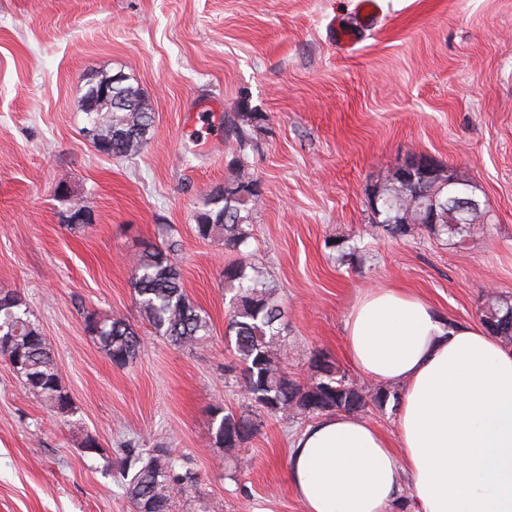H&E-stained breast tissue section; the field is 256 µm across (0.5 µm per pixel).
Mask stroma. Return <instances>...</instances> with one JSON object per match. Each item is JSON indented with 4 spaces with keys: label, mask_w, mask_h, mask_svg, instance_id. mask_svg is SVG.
Returning a JSON list of instances; mask_svg holds the SVG:
<instances>
[{
    "label": "stroma",
    "mask_w": 512,
    "mask_h": 512,
    "mask_svg": "<svg viewBox=\"0 0 512 512\" xmlns=\"http://www.w3.org/2000/svg\"><path fill=\"white\" fill-rule=\"evenodd\" d=\"M357 3L0 0V289L25 297L72 402L46 406L0 359V512H133L107 466L128 445L171 449L196 474L174 512H306L288 455L308 419L267 417L240 448L214 443L215 407L253 404L224 338L236 255L194 224L238 166L259 189L250 262L287 309L280 361L293 376L309 375L313 351L357 376L344 326L368 289L416 294L454 325L479 322L489 297L512 299V0H376L368 24ZM118 72L155 114L130 161L83 133L89 81ZM244 112L259 118L229 131L225 116ZM420 155L473 182L483 232L374 229L370 189ZM75 202L95 221L73 231ZM169 224L186 292L212 324L191 349L154 335L131 287L133 255ZM90 312L135 325L133 364L100 350Z\"/></svg>",
    "instance_id": "1"
}]
</instances>
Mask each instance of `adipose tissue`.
I'll return each instance as SVG.
<instances>
[{
  "label": "adipose tissue",
  "instance_id": "adipose-tissue-1",
  "mask_svg": "<svg viewBox=\"0 0 512 512\" xmlns=\"http://www.w3.org/2000/svg\"><path fill=\"white\" fill-rule=\"evenodd\" d=\"M345 331L359 371L402 390L403 451L355 415L315 421L288 467L306 512H391L405 486L417 512H512V347L396 288L366 291Z\"/></svg>",
  "mask_w": 512,
  "mask_h": 512
}]
</instances>
